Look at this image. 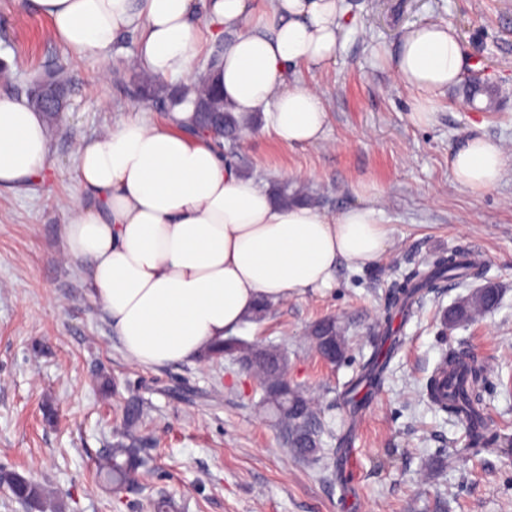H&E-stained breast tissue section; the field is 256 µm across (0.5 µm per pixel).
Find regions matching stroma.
<instances>
[{"instance_id":"obj_1","label":"stroma","mask_w":512,"mask_h":512,"mask_svg":"<svg viewBox=\"0 0 512 512\" xmlns=\"http://www.w3.org/2000/svg\"><path fill=\"white\" fill-rule=\"evenodd\" d=\"M346 27L326 67L292 72L319 89L328 111L324 140L288 145L262 130L224 154L256 185L290 181L336 215L373 187L390 231L386 254L344 268L331 288L295 293L243 339L288 350V380L319 401L326 428L347 442L344 481L330 457L303 459L282 445L260 412L256 382L231 357L144 368L126 358L82 268L65 260L61 199L76 196L74 148L130 119L161 122L154 102L130 92L138 35L108 59L79 56L48 39L29 0H0V96L66 66L68 105L52 131L49 177L0 193V468L53 492L44 512H147L167 495L173 512H512V0H344ZM446 23L469 65L440 98L434 121L411 119V94L380 64L407 30ZM473 135L507 150L497 185L480 194L458 186L448 158ZM465 250L484 262L483 281L500 290L496 308L448 327L443 316L481 281L452 280L424 296L412 318H394L401 343L383 388L349 428L343 403L371 356L388 289L435 254ZM335 317L347 340L328 362L308 342L317 320ZM483 364L486 443L468 452L464 425L435 410L426 384L444 353ZM114 387L99 388L98 373ZM143 402L138 446L143 491L116 501L95 476L117 440L125 407Z\"/></svg>"}]
</instances>
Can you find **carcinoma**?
<instances>
[{
    "label": "carcinoma",
    "mask_w": 512,
    "mask_h": 512,
    "mask_svg": "<svg viewBox=\"0 0 512 512\" xmlns=\"http://www.w3.org/2000/svg\"><path fill=\"white\" fill-rule=\"evenodd\" d=\"M220 49H215L201 72L200 83L195 87L180 86L172 89L156 82L141 72L133 75L132 94L159 103L167 112L194 95L195 127H204L215 138L228 143L237 141L244 128L242 118L224 102L219 92L218 78L214 76L219 68ZM272 197L281 206H289L308 201L307 195L299 186L286 182L272 186ZM483 277V266L463 259V252H450L434 256L426 264V269L416 271L404 282L391 286L386 315H410L413 301L434 289L446 280ZM499 295L498 288L486 286L478 288L461 299L444 315L448 326H456L476 320L481 314L492 309V298ZM313 348L324 355L325 345L336 351V359H341L347 347L342 329L333 319H323L315 323L309 332ZM231 356L256 380L261 389L259 407L265 412H273L288 446L294 454L302 458H314L322 450V424L320 412L312 398L288 382V354L277 347L254 348L237 336H228L216 341L206 353V359ZM459 357L446 354L438 365L439 371H448V387L432 378L427 385L430 403L438 410L446 412L468 427L470 444L478 445L482 439L485 418L482 402L475 391L482 367L472 363L457 368ZM387 370V359L373 357L362 366L359 385L366 393L374 391L381 383ZM143 415L139 403L130 401L125 409L123 420V440L112 444L98 464V472L112 483L113 494L121 499L127 494L140 491L134 474L141 465L138 455L137 431L142 426Z\"/></svg>",
    "instance_id": "cac0c4a2"
}]
</instances>
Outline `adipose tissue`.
<instances>
[{
    "label": "adipose tissue",
    "mask_w": 512,
    "mask_h": 512,
    "mask_svg": "<svg viewBox=\"0 0 512 512\" xmlns=\"http://www.w3.org/2000/svg\"><path fill=\"white\" fill-rule=\"evenodd\" d=\"M49 36L78 54L107 56L116 38L138 33L136 64L163 83L196 85L205 44L224 47V100L289 145L326 132L319 92L290 83V71L334 59L343 0H32ZM381 63L412 95V118L430 124L439 97L459 82L467 57L447 24L415 26ZM191 102L165 121H126L81 140L77 199L65 202L66 255L112 322L126 356L142 367L196 362L238 333L260 302L331 287L339 266L362 268L386 251L389 230L371 186L337 215L282 207L244 178L211 140L187 132ZM51 140L23 97H0V190L46 177ZM499 142L474 136L448 159L455 181L482 192L501 178Z\"/></svg>",
    "instance_id": "1"
}]
</instances>
